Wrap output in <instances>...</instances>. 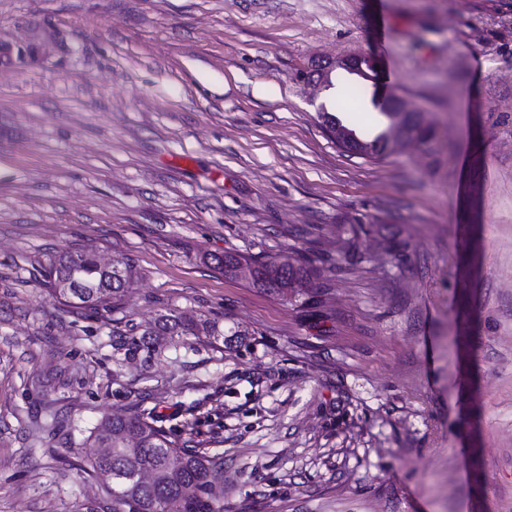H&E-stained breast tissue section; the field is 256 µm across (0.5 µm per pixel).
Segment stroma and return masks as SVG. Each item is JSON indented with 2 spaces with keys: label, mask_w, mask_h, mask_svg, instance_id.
<instances>
[{
  "label": "stroma",
  "mask_w": 512,
  "mask_h": 512,
  "mask_svg": "<svg viewBox=\"0 0 512 512\" xmlns=\"http://www.w3.org/2000/svg\"><path fill=\"white\" fill-rule=\"evenodd\" d=\"M0 512H112L83 443L140 393L224 457V512H512V10L504 0H0ZM377 57L434 130L372 161L300 77ZM124 255L112 309L53 255ZM302 255L280 297L206 256ZM329 262H321V255ZM171 311L187 337L117 364ZM115 260L109 267L100 264L93 252H66L50 261L45 275L61 300H77L78 307L85 309L112 308L131 288L134 277L126 258ZM133 330L131 329L132 333L118 335L124 336L119 346L125 351V360L141 357L144 363L150 362L157 354L160 340L165 339V336H169L170 341H175L174 336H213L214 340H224V326L218 320L207 318L199 322H187L171 313L159 314L154 326L142 332L133 333Z\"/></svg>",
  "instance_id": "obj_1"
}]
</instances>
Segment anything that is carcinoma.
<instances>
[{
  "label": "carcinoma",
  "mask_w": 512,
  "mask_h": 512,
  "mask_svg": "<svg viewBox=\"0 0 512 512\" xmlns=\"http://www.w3.org/2000/svg\"><path fill=\"white\" fill-rule=\"evenodd\" d=\"M387 131L364 137L370 149L364 155L383 160L400 147L386 141ZM206 262L224 275L244 278L266 290L286 296L310 282L311 269L300 260L280 254L267 260L240 255L212 254ZM54 295L77 301L85 309L110 308L133 283V266L118 258L112 266L98 262L94 253H63L45 270ZM224 337V326L215 319L187 322L171 313L158 316L154 326L121 338L124 359L148 363L157 354L163 337ZM160 415L140 402L130 415L104 417L91 432L95 448L106 456L89 459L92 472L106 479L112 512H224V460L186 440L182 443L159 425Z\"/></svg>",
  "instance_id": "obj_1"
}]
</instances>
